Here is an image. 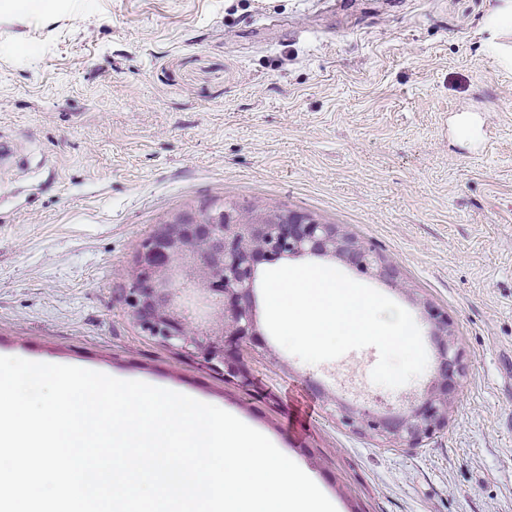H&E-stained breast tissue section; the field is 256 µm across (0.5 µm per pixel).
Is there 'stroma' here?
I'll list each match as a JSON object with an SVG mask.
<instances>
[{
	"instance_id": "obj_1",
	"label": "stroma",
	"mask_w": 512,
	"mask_h": 512,
	"mask_svg": "<svg viewBox=\"0 0 512 512\" xmlns=\"http://www.w3.org/2000/svg\"><path fill=\"white\" fill-rule=\"evenodd\" d=\"M497 0H34L0 7V356L82 367L225 409L337 512H512V69ZM347 226L447 312L465 362L421 445L338 422L401 408L364 351L308 364L273 337L256 398L144 333L124 302L163 220L215 199ZM500 4L491 12L485 21V28L491 33L489 49L494 54L501 57L502 61L510 66L511 56L500 53L499 45L495 43V38L501 32L508 30L512 26V1L499 0Z\"/></svg>"
}]
</instances>
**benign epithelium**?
I'll return each mask as SVG.
<instances>
[{
	"instance_id": "7a95c632",
	"label": "benign epithelium",
	"mask_w": 512,
	"mask_h": 512,
	"mask_svg": "<svg viewBox=\"0 0 512 512\" xmlns=\"http://www.w3.org/2000/svg\"><path fill=\"white\" fill-rule=\"evenodd\" d=\"M169 223L174 225L171 233L152 235L139 249L125 288L126 306L142 331L247 383L252 375L242 366L240 352L248 344L264 342L252 287L260 264L318 257L401 286L393 260L362 243L347 227L305 212H259L250 218L226 209L222 224L200 213L184 224ZM180 283L195 284L207 295L211 320L198 322L191 307L177 304ZM413 304L435 347L433 379L425 393L398 411L375 412L347 402L336 407L339 420L349 428L408 446L420 444L448 421L464 370L448 315L424 297L414 298Z\"/></svg>"
}]
</instances>
